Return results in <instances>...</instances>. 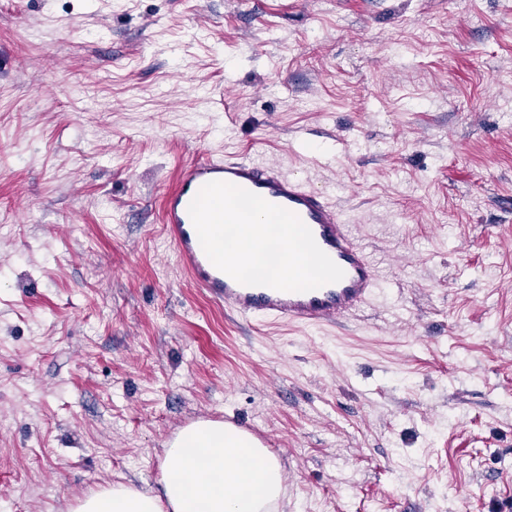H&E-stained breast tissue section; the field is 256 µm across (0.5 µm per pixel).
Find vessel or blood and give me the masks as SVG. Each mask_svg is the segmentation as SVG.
Instances as JSON below:
<instances>
[{
    "instance_id": "1",
    "label": "vessel or blood",
    "mask_w": 512,
    "mask_h": 512,
    "mask_svg": "<svg viewBox=\"0 0 512 512\" xmlns=\"http://www.w3.org/2000/svg\"><path fill=\"white\" fill-rule=\"evenodd\" d=\"M213 181L246 189L297 215L320 249L343 270V278L314 290L291 292L244 285L216 268L205 254L189 214L192 200ZM161 215L182 272L207 297L238 316L334 324L371 304L380 292L381 275L376 263L361 243L355 225L333 203L330 193L283 172L276 164L249 158L195 162L182 171L175 187L164 195Z\"/></svg>"
}]
</instances>
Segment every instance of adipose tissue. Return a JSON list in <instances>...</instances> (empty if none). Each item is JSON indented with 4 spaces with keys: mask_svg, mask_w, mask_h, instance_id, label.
<instances>
[{
    "mask_svg": "<svg viewBox=\"0 0 512 512\" xmlns=\"http://www.w3.org/2000/svg\"><path fill=\"white\" fill-rule=\"evenodd\" d=\"M165 457L161 495L117 484L79 500L72 512H263L286 496L278 458L229 422L182 428Z\"/></svg>",
    "mask_w": 512,
    "mask_h": 512,
    "instance_id": "1",
    "label": "adipose tissue"
}]
</instances>
